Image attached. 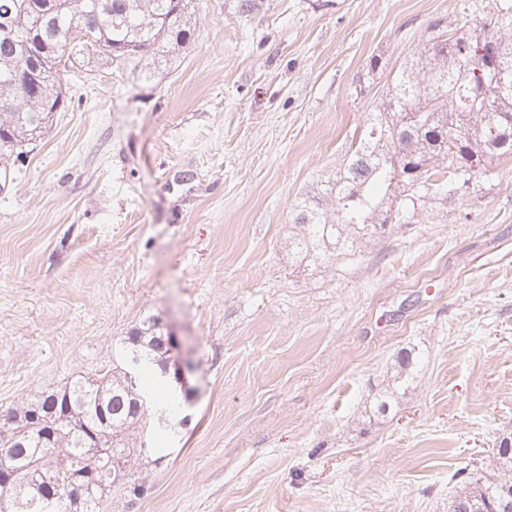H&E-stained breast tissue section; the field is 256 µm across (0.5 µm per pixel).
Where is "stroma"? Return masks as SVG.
I'll list each match as a JSON object with an SVG mask.
<instances>
[{
    "instance_id": "stroma-1",
    "label": "stroma",
    "mask_w": 512,
    "mask_h": 512,
    "mask_svg": "<svg viewBox=\"0 0 512 512\" xmlns=\"http://www.w3.org/2000/svg\"><path fill=\"white\" fill-rule=\"evenodd\" d=\"M489 0H197L185 52L68 81L0 195V411L161 317L194 404L100 512H448L512 477V158L317 262L296 206L435 21ZM407 390L378 412L401 350Z\"/></svg>"
}]
</instances>
